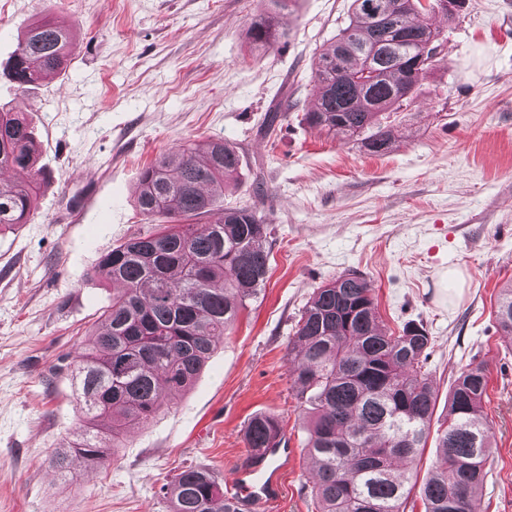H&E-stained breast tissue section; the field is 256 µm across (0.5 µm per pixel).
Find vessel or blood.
Segmentation results:
<instances>
[{"label":"vessel or blood","instance_id":"obj_1","mask_svg":"<svg viewBox=\"0 0 512 512\" xmlns=\"http://www.w3.org/2000/svg\"><path fill=\"white\" fill-rule=\"evenodd\" d=\"M291 457V449L283 443L259 455L248 454L245 466L225 484L224 493L229 502L238 504L245 500L269 504L276 501L281 493L282 474L287 470Z\"/></svg>","mask_w":512,"mask_h":512}]
</instances>
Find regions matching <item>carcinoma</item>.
Wrapping results in <instances>:
<instances>
[{"label": "carcinoma", "instance_id": "carcinoma-1", "mask_svg": "<svg viewBox=\"0 0 512 512\" xmlns=\"http://www.w3.org/2000/svg\"><path fill=\"white\" fill-rule=\"evenodd\" d=\"M353 0L348 25L321 50L313 76L310 126L362 137L373 153L388 149L383 112L400 109L416 83L438 62L440 32L428 15L448 18V0ZM273 16H255L247 40L272 45ZM68 30L31 26L13 55L12 79L25 89L64 70ZM35 143L18 112H0V172L28 171L29 180L0 177V230L26 224L42 183ZM240 166L236 147L213 141L182 144L142 170L136 206L160 231L134 237L105 254L93 276L112 283V302L70 369L84 425L55 451L51 465L68 472L72 455L100 463L121 447L130 424L149 421L173 392L195 380L216 341L228 335L246 301L268 274V225L256 210L224 207V184ZM215 214L210 224L179 220ZM494 317L512 338V285L501 289ZM432 337L423 324L394 336L377 311L372 289L356 274L319 288L297 322L291 345L301 404L310 414L306 452L315 468L316 512H406L410 476L395 462L414 461L426 445L437 395L423 371ZM488 375L469 364L448 393L442 453L420 488L424 512H471L487 475L491 426L483 414ZM279 417L250 419L246 447L269 448L280 436ZM170 512H238L224 499L218 476L189 467L169 487Z\"/></svg>", "mask_w": 512, "mask_h": 512}]
</instances>
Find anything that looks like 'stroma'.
I'll use <instances>...</instances> for the list:
<instances>
[{
  "mask_svg": "<svg viewBox=\"0 0 512 512\" xmlns=\"http://www.w3.org/2000/svg\"><path fill=\"white\" fill-rule=\"evenodd\" d=\"M353 0H0V109L24 112L44 175L30 223L0 232V512H169L188 467L229 479L258 412L282 421L295 456L266 512H315L308 426L288 348L312 292L344 272L374 290L387 330L423 323L438 395L425 476L460 369L483 363L492 426L477 512H512V340L494 308L512 283V0H466L433 16L435 70L387 113L375 155L307 125L319 51ZM284 36L252 50L255 14ZM71 28L69 64L24 92L9 62L33 22ZM292 109L274 130L267 112ZM222 139L241 168L228 207L266 220L269 272L192 385L130 426L113 459L49 460L79 425L69 366L112 301L101 257L155 225L134 204L142 169L179 143Z\"/></svg>",
  "mask_w": 512,
  "mask_h": 512,
  "instance_id": "obj_1",
  "label": "stroma"
}]
</instances>
